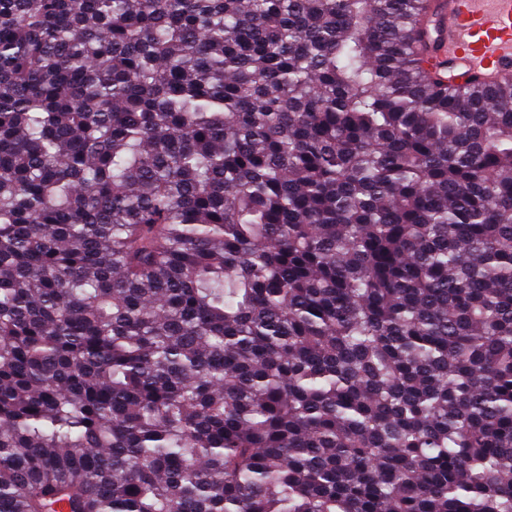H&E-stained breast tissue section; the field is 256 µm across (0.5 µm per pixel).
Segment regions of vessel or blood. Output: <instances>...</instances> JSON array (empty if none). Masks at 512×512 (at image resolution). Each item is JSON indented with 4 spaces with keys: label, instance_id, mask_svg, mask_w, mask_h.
Here are the masks:
<instances>
[{
    "label": "vessel or blood",
    "instance_id": "b4317fda",
    "mask_svg": "<svg viewBox=\"0 0 512 512\" xmlns=\"http://www.w3.org/2000/svg\"><path fill=\"white\" fill-rule=\"evenodd\" d=\"M424 66L439 76H512V0H433Z\"/></svg>",
    "mask_w": 512,
    "mask_h": 512
}]
</instances>
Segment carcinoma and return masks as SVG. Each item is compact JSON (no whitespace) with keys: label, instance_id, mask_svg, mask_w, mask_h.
<instances>
[{"label":"carcinoma","instance_id":"obj_1","mask_svg":"<svg viewBox=\"0 0 512 512\" xmlns=\"http://www.w3.org/2000/svg\"><path fill=\"white\" fill-rule=\"evenodd\" d=\"M427 0H0V512H512V78Z\"/></svg>","mask_w":512,"mask_h":512}]
</instances>
